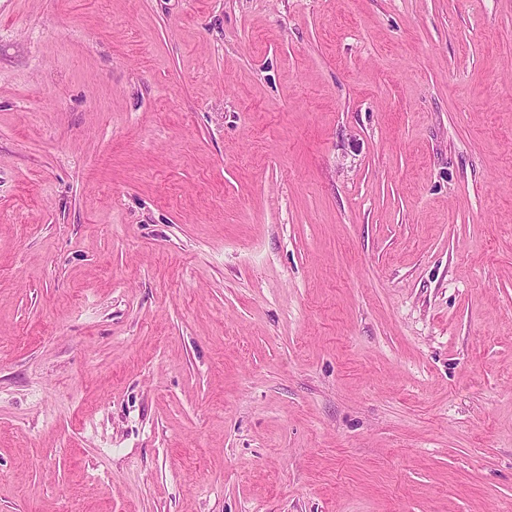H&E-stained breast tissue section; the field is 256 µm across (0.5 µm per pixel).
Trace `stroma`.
<instances>
[{"label": "stroma", "instance_id": "stroma-1", "mask_svg": "<svg viewBox=\"0 0 512 512\" xmlns=\"http://www.w3.org/2000/svg\"><path fill=\"white\" fill-rule=\"evenodd\" d=\"M0 512H512V0H0Z\"/></svg>", "mask_w": 512, "mask_h": 512}]
</instances>
